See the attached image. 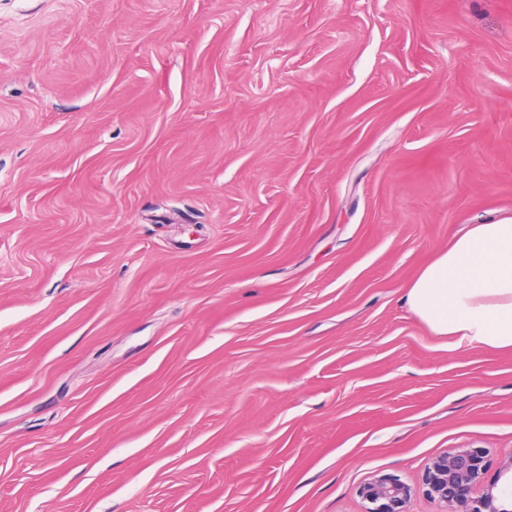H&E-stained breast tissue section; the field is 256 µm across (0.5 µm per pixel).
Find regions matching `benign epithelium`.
<instances>
[{
    "instance_id": "benign-epithelium-1",
    "label": "benign epithelium",
    "mask_w": 512,
    "mask_h": 512,
    "mask_svg": "<svg viewBox=\"0 0 512 512\" xmlns=\"http://www.w3.org/2000/svg\"><path fill=\"white\" fill-rule=\"evenodd\" d=\"M485 451L450 448L429 463L423 486L436 512H512V490L486 479ZM366 512H410L412 488L392 474H377L359 487Z\"/></svg>"
}]
</instances>
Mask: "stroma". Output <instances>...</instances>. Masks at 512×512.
I'll use <instances>...</instances> for the list:
<instances>
[{"instance_id":"35a3bbf8","label":"stroma","mask_w":512,"mask_h":512,"mask_svg":"<svg viewBox=\"0 0 512 512\" xmlns=\"http://www.w3.org/2000/svg\"><path fill=\"white\" fill-rule=\"evenodd\" d=\"M512 215V0H0V512H363L512 455V350L406 285ZM358 493L368 504L366 512H410L412 488L398 476L374 475L359 487Z\"/></svg>"}]
</instances>
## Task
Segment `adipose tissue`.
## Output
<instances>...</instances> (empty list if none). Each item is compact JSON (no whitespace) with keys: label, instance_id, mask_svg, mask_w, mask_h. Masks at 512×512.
I'll return each mask as SVG.
<instances>
[{"label":"adipose tissue","instance_id":"adipose-tissue-1","mask_svg":"<svg viewBox=\"0 0 512 512\" xmlns=\"http://www.w3.org/2000/svg\"><path fill=\"white\" fill-rule=\"evenodd\" d=\"M405 300L457 346L512 349V215L454 237L408 283Z\"/></svg>","mask_w":512,"mask_h":512}]
</instances>
